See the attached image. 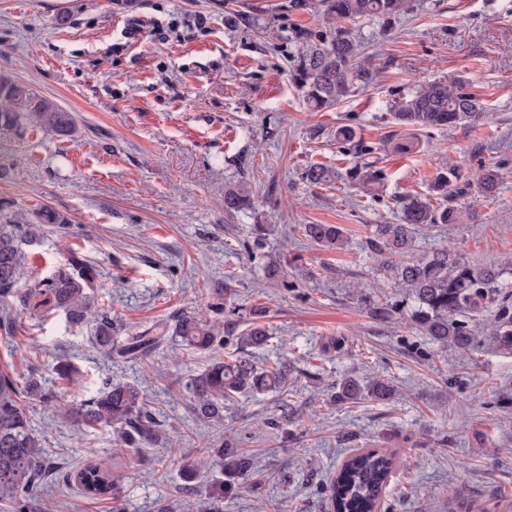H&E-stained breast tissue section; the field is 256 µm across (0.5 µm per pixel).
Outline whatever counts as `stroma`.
<instances>
[{
    "mask_svg": "<svg viewBox=\"0 0 512 512\" xmlns=\"http://www.w3.org/2000/svg\"><path fill=\"white\" fill-rule=\"evenodd\" d=\"M336 27L321 0H0V70L73 112L78 127L71 137L29 128L0 166V197L72 220L65 234L28 247L30 273L82 253L120 342L184 314L229 326L211 351L170 341L151 359L119 361L60 317L0 324V372L34 376L69 402L74 387L53 371L64 358L88 391L138 386L157 422L118 499L73 491L58 512H328L325 487L360 448L400 462L389 512H444L452 494L506 512L512 351L483 335L469 351L435 343L405 308L374 317L396 290L367 242L376 225L397 221L400 197L428 194L447 164L467 179L491 165L502 176L497 192L460 198L463 223L417 233L415 253L512 258V0H413L391 25L354 24L375 77L313 112L290 60L299 33L316 39ZM455 79L482 95V121L452 130L393 123V94ZM342 127L352 141L337 140ZM360 144L386 174L374 194L345 177ZM314 162L338 179L307 184ZM238 183L254 207L225 211L224 190ZM303 224L341 225L349 242L321 248L301 235ZM257 310L270 338L253 348L240 336ZM230 354L290 366L289 394H242L223 420L198 422L186 385ZM376 375L392 379L399 400L331 401L345 378ZM27 409L53 470L75 471L115 446L111 429L79 438L39 401ZM226 443L253 454V475L229 479L216 499L180 469L197 450Z\"/></svg>",
    "mask_w": 512,
    "mask_h": 512,
    "instance_id": "35a3bbf8",
    "label": "stroma"
}]
</instances>
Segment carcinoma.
Returning <instances> with one entry per match:
<instances>
[{
	"instance_id": "obj_1",
	"label": "carcinoma",
	"mask_w": 512,
	"mask_h": 512,
	"mask_svg": "<svg viewBox=\"0 0 512 512\" xmlns=\"http://www.w3.org/2000/svg\"><path fill=\"white\" fill-rule=\"evenodd\" d=\"M322 2L327 16L347 23L368 17L390 21L412 9L411 0ZM292 77L305 93L310 109L320 112L368 83L373 72L361 42L350 29L340 26L331 39L303 45L293 59ZM389 111L401 126L450 129L481 121L487 108L464 82L457 80L422 83L412 91L400 92L391 99ZM28 127L66 137L77 132L73 113L39 98L31 89L0 73V143ZM379 164L372 148L360 147L359 160L347 173L349 182L365 192H376L383 176ZM304 175L312 185L328 184L338 177L337 172L323 165L307 167ZM499 182L498 170L488 166L477 178V189L491 196ZM469 189L470 183L461 180L457 166L448 165L435 178L431 194L401 199L399 223L376 225L370 253L391 274L402 301L412 304L411 321L423 335L436 343L468 350L475 343L476 316L484 311L487 301L494 300L499 315L491 330L493 342L502 350L512 351V295L499 289L501 263L474 264L446 248L421 258L412 256L415 230L461 223L462 212L455 201L468 194ZM250 208L252 199L244 186L226 188L225 210ZM67 224L69 220L52 207L24 213L10 201L0 199V303L8 307L6 318L45 320L61 314L68 325L88 328L97 347L107 355L123 360L146 359L171 338L179 339L184 349L192 352L211 350L218 344L224 328L195 315H182L172 325H154L128 336L123 344L114 342L112 316L101 310L96 300L97 270L74 254L63 266L35 278L26 288L19 287L28 265L22 245L37 244L45 232H60ZM301 232L328 250L343 249L348 243L338 224H305ZM241 341L252 347L264 345L268 341L267 327L252 323ZM288 380V371L279 365L259 367L242 356L218 359L190 383L193 414L199 421L218 422L224 419V405L238 395L265 391L284 395L288 393ZM396 395L392 381L381 375L366 381L351 377L338 386L336 401H389ZM26 398L45 405L56 402L55 392L34 378L21 388L13 375H0V512H55V504H39L36 493L46 471L45 440L29 420ZM60 412L82 435L105 427L114 429L117 448L110 458L86 459L58 484L57 493L64 495L75 488L88 498H116L123 481L117 458L132 457L154 436L141 389L130 384H108L93 395L84 394L60 407ZM213 453L222 456L224 449H200L199 455L185 461L183 476L188 480L199 478L206 458ZM252 465V456L243 451L227 462L228 468L242 477L248 475ZM396 469V457L379 450L346 459L327 487L333 512H377Z\"/></svg>"
}]
</instances>
